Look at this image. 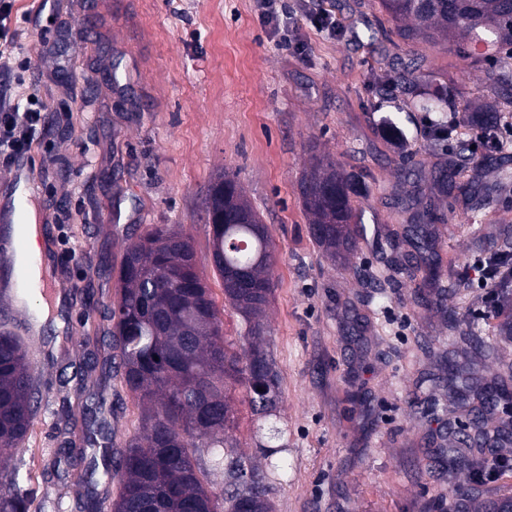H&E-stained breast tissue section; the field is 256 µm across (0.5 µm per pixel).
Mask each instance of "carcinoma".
I'll use <instances>...</instances> for the list:
<instances>
[{
  "instance_id": "carcinoma-1",
  "label": "carcinoma",
  "mask_w": 512,
  "mask_h": 512,
  "mask_svg": "<svg viewBox=\"0 0 512 512\" xmlns=\"http://www.w3.org/2000/svg\"><path fill=\"white\" fill-rule=\"evenodd\" d=\"M394 22L392 33L405 41L438 39L464 50L477 63H488L484 83L500 100V108L479 116L484 145L507 155L496 128L508 113L512 118V0H380ZM421 62L411 58L390 63L385 84L403 86L420 98L424 112H457L455 93L444 83L421 79ZM239 190L224 173L208 186L206 215L212 231V259L221 277L224 301L244 323L241 344L223 336L221 311L200 273L194 248L183 233L166 225L147 230L124 253L116 280L115 301L107 314L113 354L109 368L141 409V430L114 453L106 443L107 419L88 424L87 448H100L91 457V482H116L109 501L94 491L76 497L77 512H274L270 482L279 465L263 470L244 454L224 453L212 458L224 468V492L210 490L195 452L225 448L237 428L229 393L235 386L255 416L268 419L277 409L280 391L276 358L261 315L276 283L271 270L275 245L269 231L259 233L261 219L251 212L245 219L234 206L221 203L224 188ZM456 187L448 167L435 171L430 182H410L397 199L408 215V241L428 270L419 287H435L432 233L422 223L437 196ZM470 197L472 210L489 207L493 198L478 183L459 187ZM304 211L310 217L313 242L334 260L350 249L349 224L356 198L364 195L360 175L341 173L327 156L312 155L309 170L299 182ZM442 382L455 402L467 408L471 397L479 405L468 408L474 434L440 448L453 468L475 473L489 464L485 450L512 444V426L494 420L496 409L512 404V389L503 376L477 380L472 368L449 364ZM42 394L20 337L0 322V460L24 447L38 417ZM0 494V512H30L31 493L17 487Z\"/></svg>"
}]
</instances>
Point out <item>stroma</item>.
I'll use <instances>...</instances> for the list:
<instances>
[{
    "mask_svg": "<svg viewBox=\"0 0 512 512\" xmlns=\"http://www.w3.org/2000/svg\"><path fill=\"white\" fill-rule=\"evenodd\" d=\"M337 18L333 37L298 18L296 52L261 29L254 0H58L46 9L12 0L9 26L23 52L12 73H0V99L33 94L49 109L27 156L38 182L30 203L55 256L48 279L67 303L30 356L42 407L24 451L0 464V490L17 470L36 512H71L84 466L41 474L67 445L60 420L99 400L120 437L137 431L140 412L107 366L96 367L97 392L75 373L105 354L95 338L130 238L161 224L188 236L222 306L223 334L238 338L242 319L223 304L205 222V189L226 171L275 243L266 322L281 394L278 447H262L243 391L232 393L245 451L283 465L270 493L275 512H448L469 497V472L434 462L437 435L463 419L434 416L431 400L448 394L427 392L423 380L440 374L442 350L460 365L478 361L486 378L512 368V313L481 317V291L468 279L472 261L512 225V162L460 170L457 183L479 178L497 204L478 215L440 204L435 260L451 288L443 310L424 309L390 267L408 252L394 244L405 225L393 200L407 189L405 168L427 180L440 162L455 163L452 148L428 134L445 116L422 112L408 93L379 92L384 66L368 38L385 20L378 0H346ZM417 52L425 80L455 88L462 129L476 134L469 106L495 100L482 69L442 45ZM62 106L70 119L58 120ZM315 152L360 172L369 190L356 204V250L344 266L312 241L301 204L299 181ZM452 315L498 359L479 362Z\"/></svg>",
    "mask_w": 512,
    "mask_h": 512,
    "instance_id": "stroma-1",
    "label": "stroma"
}]
</instances>
